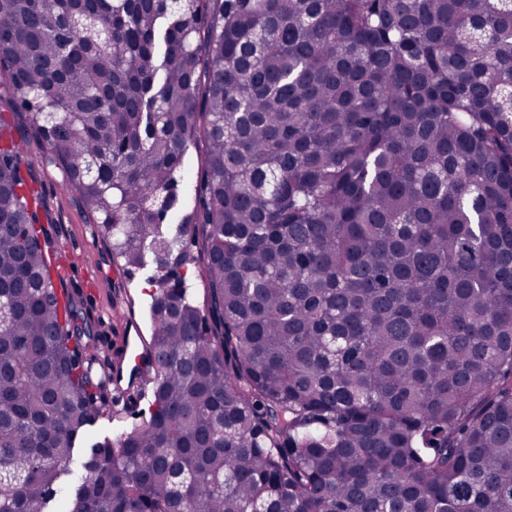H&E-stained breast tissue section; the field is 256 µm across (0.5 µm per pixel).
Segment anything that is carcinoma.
<instances>
[{
	"instance_id": "carcinoma-1",
	"label": "carcinoma",
	"mask_w": 512,
	"mask_h": 512,
	"mask_svg": "<svg viewBox=\"0 0 512 512\" xmlns=\"http://www.w3.org/2000/svg\"><path fill=\"white\" fill-rule=\"evenodd\" d=\"M0 72V512L112 415L30 135L155 265L66 512H512V0H0ZM140 421V418L134 417L128 413L121 412L117 417L112 418V422L107 419L100 420L98 424L94 428V432L98 436H110L112 438V433L115 435L118 431L122 429L131 428L133 425L137 424Z\"/></svg>"
}]
</instances>
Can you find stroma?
<instances>
[{
	"label": "stroma",
	"instance_id": "35a3bbf8",
	"mask_svg": "<svg viewBox=\"0 0 512 512\" xmlns=\"http://www.w3.org/2000/svg\"><path fill=\"white\" fill-rule=\"evenodd\" d=\"M25 150L36 161L30 187L43 201L39 218L47 232L49 251L62 263L73 253L81 259V267L73 272L66 289L82 299L85 318L94 322L96 311H108L113 324L131 318L142 333H149V304L154 291L150 270L129 271L121 266L113 258L109 242L92 234L83 201L66 185L61 171L39 164L41 143L29 139Z\"/></svg>",
	"mask_w": 512,
	"mask_h": 512
}]
</instances>
